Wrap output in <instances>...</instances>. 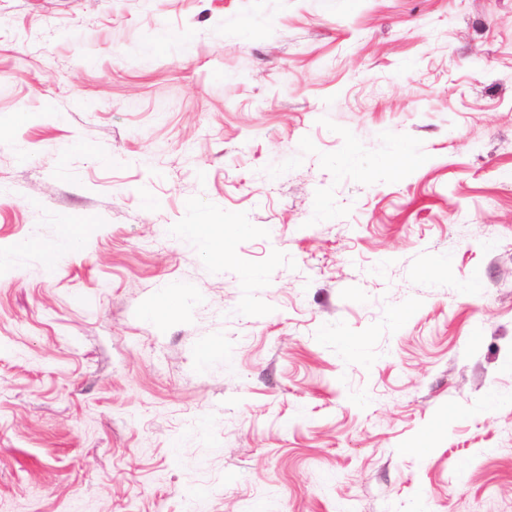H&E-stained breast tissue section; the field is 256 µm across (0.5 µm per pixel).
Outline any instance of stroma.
<instances>
[{"instance_id":"35a3bbf8","label":"stroma","mask_w":512,"mask_h":512,"mask_svg":"<svg viewBox=\"0 0 512 512\" xmlns=\"http://www.w3.org/2000/svg\"><path fill=\"white\" fill-rule=\"evenodd\" d=\"M34 227L0 512H512V0H0ZM204 213H201L197 224H193L196 229L195 239L202 248L209 253L215 263L224 264V230H217L214 224H209ZM82 244L80 234L73 229H64L59 240L50 247L42 249L46 263L50 264L57 253L65 250H76Z\"/></svg>"}]
</instances>
